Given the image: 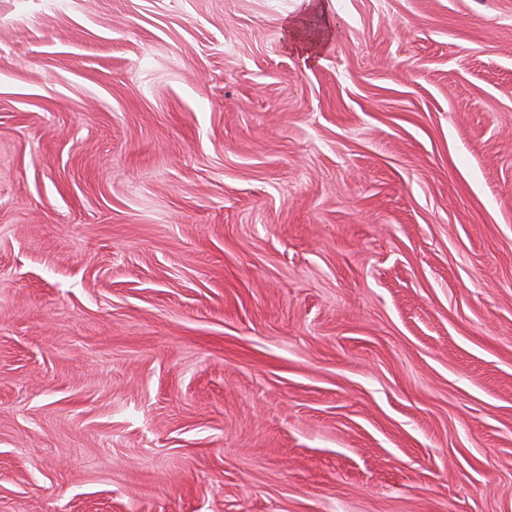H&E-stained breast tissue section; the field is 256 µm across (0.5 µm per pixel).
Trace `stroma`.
Returning a JSON list of instances; mask_svg holds the SVG:
<instances>
[{"label": "stroma", "mask_w": 512, "mask_h": 512, "mask_svg": "<svg viewBox=\"0 0 512 512\" xmlns=\"http://www.w3.org/2000/svg\"><path fill=\"white\" fill-rule=\"evenodd\" d=\"M0 0V512H512V0ZM304 2V13L291 19L288 26L292 32L293 46L305 57L318 54L323 40L332 34V24L327 15V3L323 0H302ZM309 21H315L319 26L317 37L311 38L303 34V27Z\"/></svg>", "instance_id": "1"}]
</instances>
